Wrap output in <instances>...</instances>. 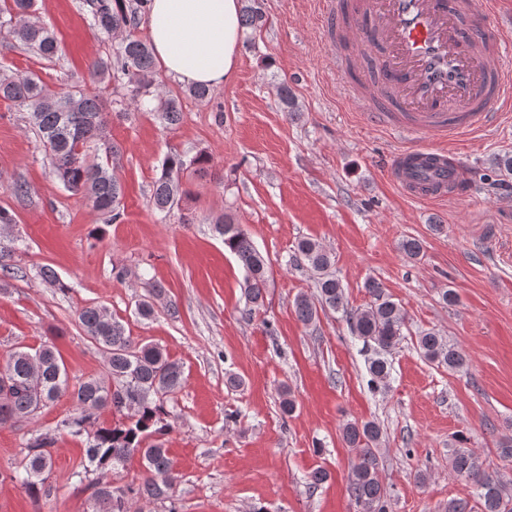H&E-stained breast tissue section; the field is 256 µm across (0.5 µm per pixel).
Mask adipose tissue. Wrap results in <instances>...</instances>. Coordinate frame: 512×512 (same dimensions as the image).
I'll list each match as a JSON object with an SVG mask.
<instances>
[{"mask_svg":"<svg viewBox=\"0 0 512 512\" xmlns=\"http://www.w3.org/2000/svg\"><path fill=\"white\" fill-rule=\"evenodd\" d=\"M241 0H149V40L161 69L188 85L223 86L242 39Z\"/></svg>","mask_w":512,"mask_h":512,"instance_id":"adipose-tissue-1","label":"adipose tissue"}]
</instances>
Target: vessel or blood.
<instances>
[{
	"mask_svg": "<svg viewBox=\"0 0 512 512\" xmlns=\"http://www.w3.org/2000/svg\"><path fill=\"white\" fill-rule=\"evenodd\" d=\"M504 0H321L336 69L356 67L375 48V77L345 85L367 121L407 137L388 176L415 201L461 198L466 181L452 140L512 112V52Z\"/></svg>",
	"mask_w": 512,
	"mask_h": 512,
	"instance_id": "b4317fda",
	"label": "vessel or blood"
}]
</instances>
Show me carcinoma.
<instances>
[{
  "label": "carcinoma",
  "instance_id": "1",
  "mask_svg": "<svg viewBox=\"0 0 512 512\" xmlns=\"http://www.w3.org/2000/svg\"><path fill=\"white\" fill-rule=\"evenodd\" d=\"M148 0H85L93 24L106 35H115L136 27L146 13ZM33 0H10L0 8L9 15L10 32L29 51L51 60L58 55L57 40L50 28L31 19ZM263 0H243L242 26L256 30L263 26ZM126 80L130 100L138 108L152 103L168 125L181 121L182 110L176 100L163 97L154 81V58L150 43L126 35L113 53V59H99L89 68L90 80L112 77ZM0 99L29 113L39 142L51 159L57 179L69 192L86 198L92 209L112 224L121 219L122 185L117 175L118 147L106 131L110 113L98 95L86 88L72 87L63 92L51 90L35 74L16 73L0 77ZM105 154L99 161L89 155V148ZM211 157L199 153L191 158L172 153L153 183L152 204L169 214L178 205L182 177L188 170L204 172ZM223 239L224 248L233 254L245 273V292L255 308L263 306L270 276L268 258L255 246L242 225L224 216L213 225ZM295 258L315 275L317 300L301 294L293 305L298 319L310 325L318 311H343L350 335L370 352L368 386L375 390L386 385L391 375L387 354L401 342L405 314L401 306L384 292L375 279L364 283L372 301L355 311L347 309L344 287L332 271L334 256L318 241L299 239ZM13 251L0 246V273L23 276L22 268L11 263ZM85 335L103 357L105 375L89 378L70 388L69 376L54 344L16 350L9 354L0 372V426L34 417L40 409L68 393L75 402V413L62 422L73 437L86 438L84 472L98 473L92 493L90 512H131L132 501L164 502L172 499L176 477L166 448L167 402L181 389L182 366L170 359L164 349L139 344L126 335L125 326L107 309L86 306L78 312ZM416 346L425 360L452 372L469 365L467 356L433 330L417 336ZM111 409L116 420L111 424L96 421V413ZM382 428L375 421H349L343 427L347 446L357 450L349 493L357 512H390L388 492L381 478L378 444ZM58 437L37 432L26 441L25 454L10 474L34 500L51 495L48 484L53 469V454ZM139 454L145 462V474L139 483L126 486L121 494L112 490L111 476L125 467L130 457ZM451 469L476 486V506L465 499L448 502L446 512H512V492L497 475L483 468L479 457L469 448H456L450 456Z\"/></svg>",
  "mask_w": 512,
  "mask_h": 512
}]
</instances>
